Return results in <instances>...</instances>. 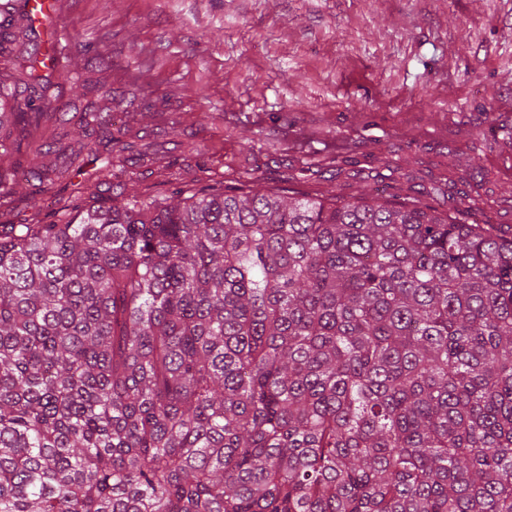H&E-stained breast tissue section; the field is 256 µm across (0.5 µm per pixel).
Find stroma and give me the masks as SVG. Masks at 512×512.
Instances as JSON below:
<instances>
[{
	"label": "stroma",
	"instance_id": "35a3bbf8",
	"mask_svg": "<svg viewBox=\"0 0 512 512\" xmlns=\"http://www.w3.org/2000/svg\"><path fill=\"white\" fill-rule=\"evenodd\" d=\"M33 38L63 59L52 149L90 102L132 127L112 180L85 165L88 204L201 181L347 200L453 181L462 196L433 206L512 237V0H63ZM52 214L23 182L0 222Z\"/></svg>",
	"mask_w": 512,
	"mask_h": 512
}]
</instances>
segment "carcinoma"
<instances>
[{"instance_id": "1", "label": "carcinoma", "mask_w": 512, "mask_h": 512, "mask_svg": "<svg viewBox=\"0 0 512 512\" xmlns=\"http://www.w3.org/2000/svg\"><path fill=\"white\" fill-rule=\"evenodd\" d=\"M27 6L0 156L52 104ZM78 121L33 194L128 132ZM82 200L0 224V512H512L511 238L408 195Z\"/></svg>"}]
</instances>
